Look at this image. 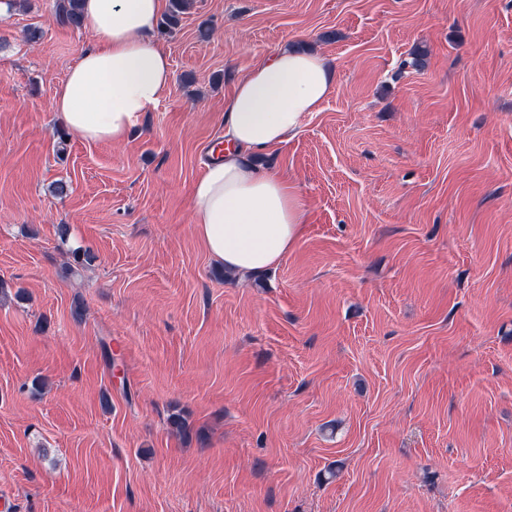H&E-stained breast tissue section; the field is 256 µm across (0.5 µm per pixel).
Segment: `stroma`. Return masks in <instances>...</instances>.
<instances>
[{"mask_svg":"<svg viewBox=\"0 0 512 512\" xmlns=\"http://www.w3.org/2000/svg\"><path fill=\"white\" fill-rule=\"evenodd\" d=\"M56 5L0 0V512H512V0H191L117 143L52 110ZM295 45L336 86L259 162L307 223L237 275L192 185Z\"/></svg>","mask_w":512,"mask_h":512,"instance_id":"35a3bbf8","label":"stroma"}]
</instances>
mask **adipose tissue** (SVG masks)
<instances>
[{
  "label": "adipose tissue",
  "instance_id": "1",
  "mask_svg": "<svg viewBox=\"0 0 512 512\" xmlns=\"http://www.w3.org/2000/svg\"><path fill=\"white\" fill-rule=\"evenodd\" d=\"M163 0H83V26L97 42L83 50L52 104L90 142L126 138L143 112L168 93L171 62L154 37ZM336 84L314 52L284 48L238 79L224 102L222 157L204 163L191 195L196 234L225 268L276 267L304 231L296 190L253 158L294 136Z\"/></svg>",
  "mask_w": 512,
  "mask_h": 512
}]
</instances>
